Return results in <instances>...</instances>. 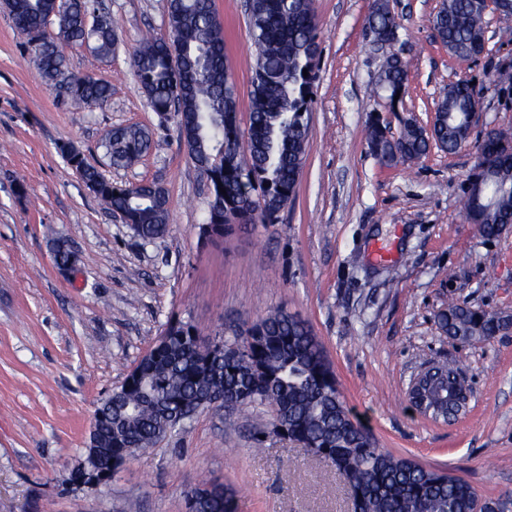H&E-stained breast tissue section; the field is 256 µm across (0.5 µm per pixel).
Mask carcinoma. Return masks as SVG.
<instances>
[{"label": "carcinoma", "instance_id": "obj_1", "mask_svg": "<svg viewBox=\"0 0 512 512\" xmlns=\"http://www.w3.org/2000/svg\"><path fill=\"white\" fill-rule=\"evenodd\" d=\"M15 25L28 37L30 62L48 83L68 68L63 48L51 47L45 21L56 0H0ZM89 0H70L73 41L92 45L102 57L112 55L115 34L109 19L86 24ZM169 37L146 38L132 53V67L146 98L158 113L175 112L180 133L194 163L207 173L210 202L207 224L229 232L239 224L274 222L296 195L309 147V117L317 78L320 46L312 0H251L247 15L255 47L251 109L247 135L237 125L235 84L224 65V31L214 0H169ZM382 41L399 38V24L388 0H374L367 18ZM484 5L480 0H443L432 17L436 37L459 61L479 55L485 45ZM407 65L390 54L379 88L389 100L405 94ZM70 102L77 108L104 107L111 85L91 74L74 77ZM479 104L469 81L448 85L437 102L439 116L428 134L405 121L398 136L372 119L367 130L370 153L384 166L420 158L435 144L453 152L468 145L467 114ZM151 133L138 125L112 129L106 155L115 168H127L150 147ZM492 140L479 145L488 161L484 193L493 207L465 209L486 238L497 236L512 221V160L492 157ZM67 164L80 173L94 196L109 210L127 213L140 238H158L168 231L164 188L156 182L118 185L106 179L73 148L64 149ZM225 192H219V189ZM440 329L463 343H482L507 325L506 317L483 309L449 304L438 315ZM256 337L245 349L243 333L224 342L213 357L197 342L171 328L166 341L134 366L140 376L121 386L102 403H112L100 421L96 452L88 463L99 471L119 469L136 453L156 446L204 409L221 411L260 405L272 409L273 427L306 451L324 456L351 494L360 512H501L503 499H480L467 481L424 468L377 445L371 433L350 416L331 363L311 327L282 308L253 323ZM442 365L434 377L444 398L453 400L450 376ZM188 512H238L237 491L215 480H202Z\"/></svg>", "mask_w": 512, "mask_h": 512}]
</instances>
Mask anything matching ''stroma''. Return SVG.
<instances>
[{"instance_id": "1", "label": "stroma", "mask_w": 512, "mask_h": 512, "mask_svg": "<svg viewBox=\"0 0 512 512\" xmlns=\"http://www.w3.org/2000/svg\"><path fill=\"white\" fill-rule=\"evenodd\" d=\"M388 2L408 70L402 103L374 92L384 51L366 31L373 0H314L321 56L296 196L277 223L207 240L206 178L130 66L143 34L168 37L167 0H95L115 52L100 59L73 45L66 56L71 73L111 84L104 109L71 108L0 8V512H127L132 500L139 512H187L185 495L204 475L235 487L239 512H351L335 471L274 435L263 406L242 408L232 427L225 413L199 412L100 491L68 481L97 403L170 321L217 342L277 307L312 326L347 408L380 447L463 478L481 497L512 494V329L470 346L437 325L452 301L512 317V225L486 239L464 208L485 133L512 131V88L495 80L512 71V34L487 10L485 50L462 66L429 24L442 0ZM214 4L244 124L254 67L245 0ZM461 78L480 101L467 147L393 167L371 155L370 115L393 132L408 119L429 126ZM123 125L148 127L153 143L116 170L101 144ZM68 146L112 181L159 182L168 233L142 241L103 210L68 166ZM49 227L78 253L74 271L55 267ZM426 360L460 368L472 397L458 419L412 411L410 379Z\"/></svg>"}]
</instances>
